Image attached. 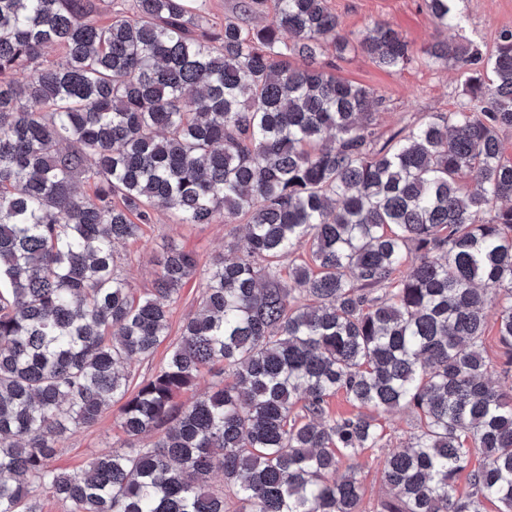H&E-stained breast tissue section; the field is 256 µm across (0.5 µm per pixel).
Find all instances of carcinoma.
<instances>
[{
  "mask_svg": "<svg viewBox=\"0 0 512 512\" xmlns=\"http://www.w3.org/2000/svg\"><path fill=\"white\" fill-rule=\"evenodd\" d=\"M186 2L103 22L95 0H0V512H41L44 493L66 512H362L343 460L383 434L331 416L339 393L416 416L377 512H512V391L482 355L492 284L512 366V29L488 56L435 43L427 62L466 74L464 102L380 145L382 98L319 56L400 71L415 56L398 30L351 38L327 0H273L260 29L199 37ZM456 2L425 7L457 27ZM163 209L242 222L245 243L203 266L171 243L138 295L116 245ZM193 279L197 310L129 391L122 367L167 340ZM206 372L223 380L182 400ZM113 402L123 450L55 467Z\"/></svg>",
  "mask_w": 512,
  "mask_h": 512,
  "instance_id": "carcinoma-1",
  "label": "carcinoma"
}]
</instances>
